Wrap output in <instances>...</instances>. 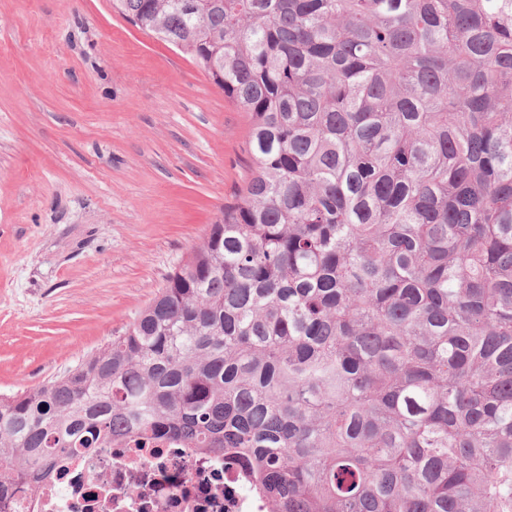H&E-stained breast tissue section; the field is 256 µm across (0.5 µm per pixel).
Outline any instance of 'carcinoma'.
Instances as JSON below:
<instances>
[{
  "label": "carcinoma",
  "mask_w": 512,
  "mask_h": 512,
  "mask_svg": "<svg viewBox=\"0 0 512 512\" xmlns=\"http://www.w3.org/2000/svg\"><path fill=\"white\" fill-rule=\"evenodd\" d=\"M250 119L124 333L0 397V477L166 439L270 512H512V0H112Z\"/></svg>",
  "instance_id": "1"
}]
</instances>
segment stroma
<instances>
[{
	"mask_svg": "<svg viewBox=\"0 0 512 512\" xmlns=\"http://www.w3.org/2000/svg\"><path fill=\"white\" fill-rule=\"evenodd\" d=\"M248 132L112 0H0V396L125 331L250 179Z\"/></svg>",
	"mask_w": 512,
	"mask_h": 512,
	"instance_id": "1",
	"label": "stroma"
}]
</instances>
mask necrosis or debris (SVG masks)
<instances>
[{"instance_id": "necrosis-or-debris-1", "label": "necrosis or debris", "mask_w": 512, "mask_h": 512, "mask_svg": "<svg viewBox=\"0 0 512 512\" xmlns=\"http://www.w3.org/2000/svg\"><path fill=\"white\" fill-rule=\"evenodd\" d=\"M0 512H264L223 457L170 441L127 443L58 459L52 477L30 490L10 479Z\"/></svg>"}]
</instances>
